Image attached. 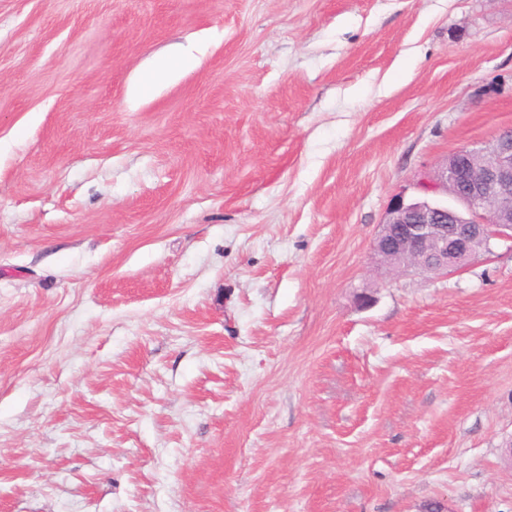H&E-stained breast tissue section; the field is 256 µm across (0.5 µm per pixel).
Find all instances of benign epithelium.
I'll return each mask as SVG.
<instances>
[{
    "mask_svg": "<svg viewBox=\"0 0 512 512\" xmlns=\"http://www.w3.org/2000/svg\"><path fill=\"white\" fill-rule=\"evenodd\" d=\"M512 242V130L487 147H462L412 197H395L374 250L389 267L453 274Z\"/></svg>",
    "mask_w": 512,
    "mask_h": 512,
    "instance_id": "1",
    "label": "benign epithelium"
}]
</instances>
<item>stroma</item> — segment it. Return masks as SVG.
I'll return each instance as SVG.
<instances>
[{
	"label": "stroma",
	"mask_w": 512,
	"mask_h": 512,
	"mask_svg": "<svg viewBox=\"0 0 512 512\" xmlns=\"http://www.w3.org/2000/svg\"><path fill=\"white\" fill-rule=\"evenodd\" d=\"M508 127L512 0H0V512H512V244L373 251ZM181 61H159L156 63L153 73L149 75V79L153 84L167 78L177 68L190 67L196 63L197 57L193 53L180 54Z\"/></svg>",
	"instance_id": "1"
}]
</instances>
